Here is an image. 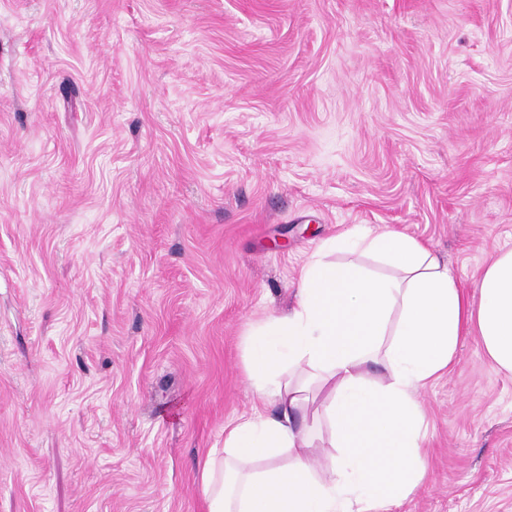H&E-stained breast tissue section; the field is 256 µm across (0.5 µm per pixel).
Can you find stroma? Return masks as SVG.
Here are the masks:
<instances>
[{"mask_svg":"<svg viewBox=\"0 0 512 512\" xmlns=\"http://www.w3.org/2000/svg\"><path fill=\"white\" fill-rule=\"evenodd\" d=\"M384 227L512 248V0H0V512H204L249 329ZM419 400L394 512H512V374Z\"/></svg>","mask_w":512,"mask_h":512,"instance_id":"obj_1","label":"stroma"}]
</instances>
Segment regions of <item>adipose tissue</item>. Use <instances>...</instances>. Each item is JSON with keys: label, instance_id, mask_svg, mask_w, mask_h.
<instances>
[{"label": "adipose tissue", "instance_id": "ef3b65f1", "mask_svg": "<svg viewBox=\"0 0 512 512\" xmlns=\"http://www.w3.org/2000/svg\"><path fill=\"white\" fill-rule=\"evenodd\" d=\"M382 258L377 277L336 250ZM477 301L418 240L384 228L324 242L302 269L298 301L247 341L256 402L224 430V453L199 471L205 512H391L422 483L418 396L476 333L493 366L512 373V248L479 277ZM317 404L328 427L318 469L306 425Z\"/></svg>", "mask_w": 512, "mask_h": 512}]
</instances>
